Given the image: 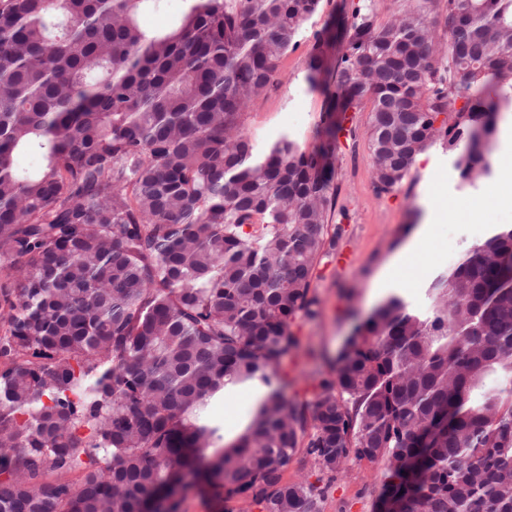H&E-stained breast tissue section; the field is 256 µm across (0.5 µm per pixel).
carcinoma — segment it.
<instances>
[{
	"instance_id": "1",
	"label": "carcinoma",
	"mask_w": 512,
	"mask_h": 512,
	"mask_svg": "<svg viewBox=\"0 0 512 512\" xmlns=\"http://www.w3.org/2000/svg\"><path fill=\"white\" fill-rule=\"evenodd\" d=\"M150 2L0 0V512H150L182 469L225 503L321 512L363 460L399 512H512V229L429 313L388 298L314 400L287 401L336 193L323 153L259 150L243 115L320 0H184L164 29L141 24ZM434 2L341 21L336 107L371 103L380 193L439 140L462 179L487 169L512 103V0ZM326 63L317 39L310 86ZM242 384L267 397L227 444L212 405ZM300 448L314 482L283 477Z\"/></svg>"
}]
</instances>
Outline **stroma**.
Returning <instances> with one entry per match:
<instances>
[{
  "instance_id": "stroma-1",
  "label": "stroma",
  "mask_w": 512,
  "mask_h": 512,
  "mask_svg": "<svg viewBox=\"0 0 512 512\" xmlns=\"http://www.w3.org/2000/svg\"><path fill=\"white\" fill-rule=\"evenodd\" d=\"M356 2L321 0L299 36L298 48L279 64V88L247 108L244 129L251 140L265 146L286 133L309 150L325 142L328 119L336 105V70L328 68L321 86L308 88L306 57L319 37L326 44L328 59H336L342 50L338 24L350 16ZM369 115L365 108L356 113L354 137H339L330 157L336 172V203L327 213L325 231L336 234V250L348 259L339 262L329 257L317 266L310 290L316 313L297 317L290 327L296 345L282 358L280 369L288 376L284 394L291 401L313 400L318 381L334 375L336 359L355 324L389 298V291L376 286L378 275L416 227L425 223L424 199L429 185L440 183L449 198L478 206L497 192L502 169L512 165V149L494 140L488 173L467 182L456 167V151L439 141L424 152L422 161L414 164L392 192L377 194L367 150ZM482 237L483 216L478 210L468 220L452 218L437 225L432 253L420 268L416 285L402 291V298L411 308L429 310L430 288ZM382 470L379 463L350 462L329 489L322 512H374Z\"/></svg>"
}]
</instances>
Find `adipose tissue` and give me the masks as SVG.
<instances>
[{
    "instance_id": "adipose-tissue-1",
    "label": "adipose tissue",
    "mask_w": 512,
    "mask_h": 512,
    "mask_svg": "<svg viewBox=\"0 0 512 512\" xmlns=\"http://www.w3.org/2000/svg\"><path fill=\"white\" fill-rule=\"evenodd\" d=\"M429 221L420 225L416 234L394 254L382 269L380 279L383 286H398L407 281L409 274L430 252L435 222L447 219L449 214L467 216L471 206L462 200H448L439 185H432L426 194Z\"/></svg>"
}]
</instances>
